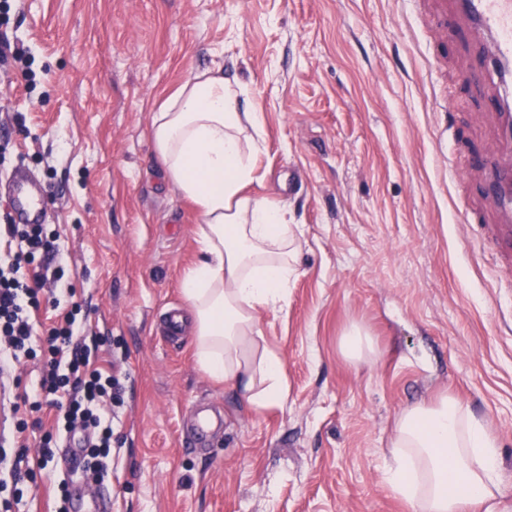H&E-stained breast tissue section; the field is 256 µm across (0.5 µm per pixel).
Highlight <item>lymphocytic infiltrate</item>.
Masks as SVG:
<instances>
[{
	"instance_id": "lymphocytic-infiltrate-1",
	"label": "lymphocytic infiltrate",
	"mask_w": 512,
	"mask_h": 512,
	"mask_svg": "<svg viewBox=\"0 0 512 512\" xmlns=\"http://www.w3.org/2000/svg\"><path fill=\"white\" fill-rule=\"evenodd\" d=\"M16 249L0 260V397L9 405L16 439L0 436V512H14L39 482L56 480V512H68L71 477H59L57 448L61 438L88 434L85 480H103L112 463V401L117 379L98 365L99 337H86L78 324L79 303H72L56 325L36 333L30 318L40 304L46 282H59V247L40 224H0V238ZM40 374L21 389L16 374L28 362ZM57 412L54 426L31 453L25 436L29 414L43 407Z\"/></svg>"
}]
</instances>
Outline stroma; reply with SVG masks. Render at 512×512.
<instances>
[{"label": "stroma", "instance_id": "35a3bbf8", "mask_svg": "<svg viewBox=\"0 0 512 512\" xmlns=\"http://www.w3.org/2000/svg\"><path fill=\"white\" fill-rule=\"evenodd\" d=\"M444 0H10L0 32L27 63L0 66V223L7 179L41 186L65 275L43 329L81 302L121 387L112 404V512H408L390 491L395 420L451 392L496 437L512 504V263L474 248L504 223L481 192L502 94L486 36L433 26ZM222 65L263 114L252 194L302 231L282 310L259 327L279 352L284 409L250 411L194 361L193 336L161 335L200 257L199 216L167 179L149 127L159 104ZM23 115L24 125L14 123ZM365 327L378 363L340 352ZM223 429L193 446L196 409Z\"/></svg>", "mask_w": 512, "mask_h": 512}]
</instances>
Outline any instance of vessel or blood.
Returning <instances> with one entry per match:
<instances>
[{
  "mask_svg": "<svg viewBox=\"0 0 512 512\" xmlns=\"http://www.w3.org/2000/svg\"><path fill=\"white\" fill-rule=\"evenodd\" d=\"M461 12L491 38L488 67L503 84L512 83V0H459ZM503 157L482 187L484 195L505 216H512V115L502 127L497 146ZM10 203L18 223L41 224L46 214L41 205L40 187L22 173L10 180Z\"/></svg>",
  "mask_w": 512,
  "mask_h": 512,
  "instance_id": "obj_1",
  "label": "vessel or blood"
}]
</instances>
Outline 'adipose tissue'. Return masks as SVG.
<instances>
[{
  "instance_id": "1",
  "label": "adipose tissue",
  "mask_w": 512,
  "mask_h": 512,
  "mask_svg": "<svg viewBox=\"0 0 512 512\" xmlns=\"http://www.w3.org/2000/svg\"><path fill=\"white\" fill-rule=\"evenodd\" d=\"M248 98V87L222 67L201 72L153 114L150 138L175 191L200 215L203 256L181 283L195 361L261 413L288 402L284 362L267 345L259 315L287 304L300 235L284 207L247 191L265 148ZM392 446L388 484L410 512H465L470 504L507 512L497 440L455 396L405 407Z\"/></svg>"
}]
</instances>
